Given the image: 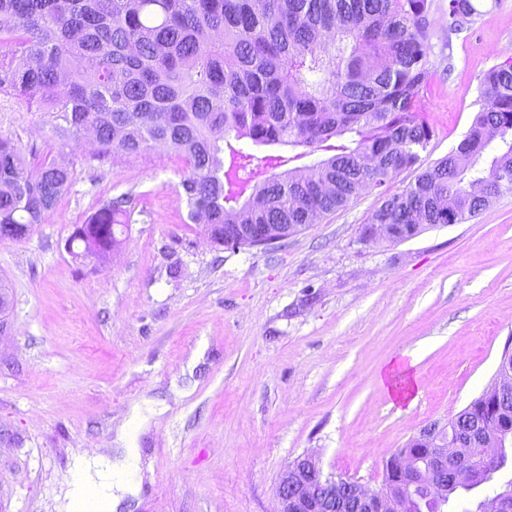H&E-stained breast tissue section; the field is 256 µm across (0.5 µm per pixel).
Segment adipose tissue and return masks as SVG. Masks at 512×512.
<instances>
[{"label":"adipose tissue","instance_id":"1","mask_svg":"<svg viewBox=\"0 0 512 512\" xmlns=\"http://www.w3.org/2000/svg\"><path fill=\"white\" fill-rule=\"evenodd\" d=\"M137 454L134 449L122 451L121 460L103 456H78L65 483L58 512H116L125 497L135 495L134 476Z\"/></svg>","mask_w":512,"mask_h":512}]
</instances>
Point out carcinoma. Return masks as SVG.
Listing matches in <instances>:
<instances>
[{
	"label": "carcinoma",
	"instance_id": "carcinoma-1",
	"mask_svg": "<svg viewBox=\"0 0 512 512\" xmlns=\"http://www.w3.org/2000/svg\"><path fill=\"white\" fill-rule=\"evenodd\" d=\"M471 0H448V30L467 29ZM0 93L36 103L62 139L95 131L97 155L138 156L165 147L184 158L180 186L193 221L224 245L226 224H282L297 231L365 190L382 203L362 237L393 243L412 225L461 224L494 199L512 195V64L488 70L484 104L448 156L403 192L387 182L415 166L433 129L422 101L428 88L426 0H0ZM287 146L253 164L245 140ZM316 152L304 167L291 163ZM50 160L27 167L0 139V241L42 222L73 182ZM130 198L104 203L75 227L65 247L104 261L119 244ZM82 249L74 250V244ZM482 393L448 420L488 416ZM490 426L512 432V403ZM498 448L475 478L448 467V499L483 486L507 467ZM383 483L414 488L408 512L432 509L429 477L384 470ZM512 500V478L475 512Z\"/></svg>",
	"mask_w": 512,
	"mask_h": 512
}]
</instances>
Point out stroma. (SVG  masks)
<instances>
[{"label": "stroma", "mask_w": 512, "mask_h": 512, "mask_svg": "<svg viewBox=\"0 0 512 512\" xmlns=\"http://www.w3.org/2000/svg\"><path fill=\"white\" fill-rule=\"evenodd\" d=\"M434 136L388 181L395 194L445 157L482 106L480 83L512 62V0H475L449 32L427 0ZM0 138L28 166L73 168L69 192L19 241H0L9 287L0 333V512H56L74 458L140 455L134 512H277L300 454L376 486L391 453L491 385L512 342V195L476 218L402 243L363 241L374 190L266 252L214 246L188 218L174 152L98 159L46 113L0 94ZM131 217L105 265L65 247L104 203ZM414 358L420 393L378 381Z\"/></svg>", "instance_id": "1"}]
</instances>
